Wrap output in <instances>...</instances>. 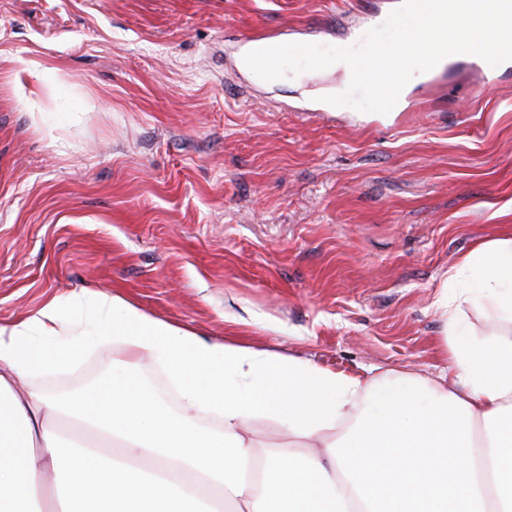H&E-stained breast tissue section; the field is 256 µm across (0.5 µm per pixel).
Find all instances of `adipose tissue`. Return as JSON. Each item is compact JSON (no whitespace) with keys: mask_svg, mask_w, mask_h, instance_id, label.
<instances>
[{"mask_svg":"<svg viewBox=\"0 0 512 512\" xmlns=\"http://www.w3.org/2000/svg\"><path fill=\"white\" fill-rule=\"evenodd\" d=\"M445 285L452 375L434 380L210 340L117 293L52 298L0 326V512H512V335L466 324L470 307L512 324V237L464 255ZM110 346L104 383L62 400L32 387ZM257 418L290 448L261 451Z\"/></svg>","mask_w":512,"mask_h":512,"instance_id":"ef3b65f1","label":"adipose tissue"}]
</instances>
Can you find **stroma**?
I'll use <instances>...</instances> for the list:
<instances>
[{
    "mask_svg": "<svg viewBox=\"0 0 512 512\" xmlns=\"http://www.w3.org/2000/svg\"><path fill=\"white\" fill-rule=\"evenodd\" d=\"M357 0H0V325L83 288L202 336L362 375L450 366L434 306L512 234V73L410 111H325L343 71L257 79L245 37L338 43ZM29 78L54 133L15 101ZM118 349L39 379L63 398Z\"/></svg>",
    "mask_w": 512,
    "mask_h": 512,
    "instance_id": "obj_1",
    "label": "stroma"
}]
</instances>
